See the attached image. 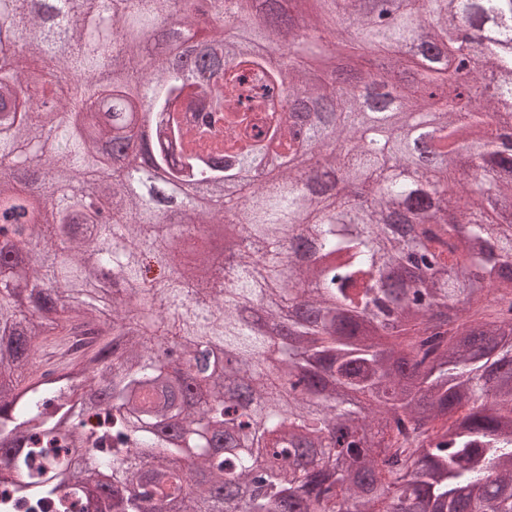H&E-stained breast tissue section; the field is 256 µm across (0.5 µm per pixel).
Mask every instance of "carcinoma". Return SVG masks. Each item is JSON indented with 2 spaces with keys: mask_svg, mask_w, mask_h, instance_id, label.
Masks as SVG:
<instances>
[{
  "mask_svg": "<svg viewBox=\"0 0 512 512\" xmlns=\"http://www.w3.org/2000/svg\"><path fill=\"white\" fill-rule=\"evenodd\" d=\"M226 2L0 0V45L23 49L0 53V482L34 512L74 496L93 512H512V151L488 132L512 108V0H394L391 23L378 0H265L260 27L242 23L250 0ZM304 5L285 77L260 48ZM465 19L490 32L479 107L453 77ZM354 30L407 86L399 126L441 92L434 177L398 179L404 139L304 67ZM151 32L172 45L148 66ZM418 40L416 71L392 53ZM183 43L201 49L193 75L173 72ZM36 62L56 83L22 94ZM159 82L179 158L144 156L166 178L100 153L136 137ZM302 136L319 176L243 184L232 223L223 193L185 194ZM340 176L370 204L336 199ZM142 179L149 195L127 192ZM209 224L265 244L230 254V289L198 271ZM298 296L284 334L251 326ZM82 328L97 339L80 356L36 368Z\"/></svg>",
  "mask_w": 512,
  "mask_h": 512,
  "instance_id": "cac0c4a2",
  "label": "carcinoma"
}]
</instances>
